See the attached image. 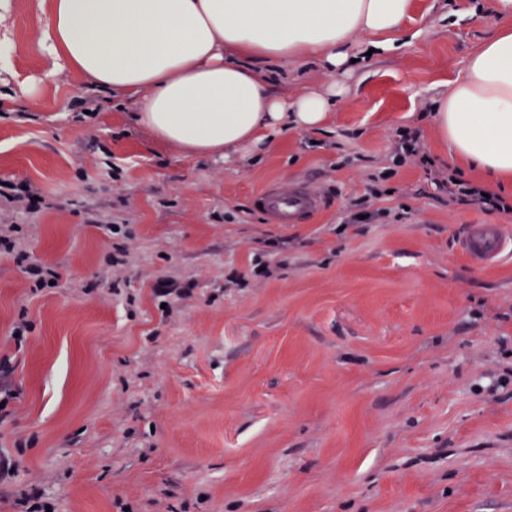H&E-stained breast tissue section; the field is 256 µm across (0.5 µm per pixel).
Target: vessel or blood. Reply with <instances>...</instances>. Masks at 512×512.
I'll return each instance as SVG.
<instances>
[{
    "label": "vessel or blood",
    "instance_id": "vessel-or-blood-1",
    "mask_svg": "<svg viewBox=\"0 0 512 512\" xmlns=\"http://www.w3.org/2000/svg\"><path fill=\"white\" fill-rule=\"evenodd\" d=\"M259 211L274 224H305L323 207V199L306 184L271 187L256 197ZM458 246L471 262L486 266L512 249V234L489 224L468 225Z\"/></svg>",
    "mask_w": 512,
    "mask_h": 512
}]
</instances>
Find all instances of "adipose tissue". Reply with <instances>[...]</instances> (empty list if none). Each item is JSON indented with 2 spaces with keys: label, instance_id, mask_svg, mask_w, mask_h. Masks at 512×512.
<instances>
[{
  "label": "adipose tissue",
  "instance_id": "1",
  "mask_svg": "<svg viewBox=\"0 0 512 512\" xmlns=\"http://www.w3.org/2000/svg\"><path fill=\"white\" fill-rule=\"evenodd\" d=\"M412 0H52L39 44L48 78L80 75L134 103V124L187 157L249 162L288 127L325 126L355 37L387 51ZM498 29L434 104L459 159L512 183V0ZM265 62L318 63L325 88L276 92Z\"/></svg>",
  "mask_w": 512,
  "mask_h": 512
}]
</instances>
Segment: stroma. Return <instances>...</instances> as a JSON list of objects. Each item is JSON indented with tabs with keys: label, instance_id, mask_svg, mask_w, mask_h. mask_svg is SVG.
<instances>
[{
	"label": "stroma",
	"instance_id": "stroma-1",
	"mask_svg": "<svg viewBox=\"0 0 512 512\" xmlns=\"http://www.w3.org/2000/svg\"><path fill=\"white\" fill-rule=\"evenodd\" d=\"M48 2L11 0L0 62V191L39 196L19 236L60 274L33 287L0 250V512L35 490L53 512H512V256L457 246L468 224L512 233V213L449 205L437 180L512 186L452 157L431 109L493 0H413L397 49L352 46L323 130L247 164L185 157L111 91L45 81ZM273 72L288 97L328 81ZM403 129L430 166L394 165ZM286 181L325 198L311 223L254 209ZM362 199L375 216L351 221Z\"/></svg>",
	"mask_w": 512,
	"mask_h": 512
}]
</instances>
